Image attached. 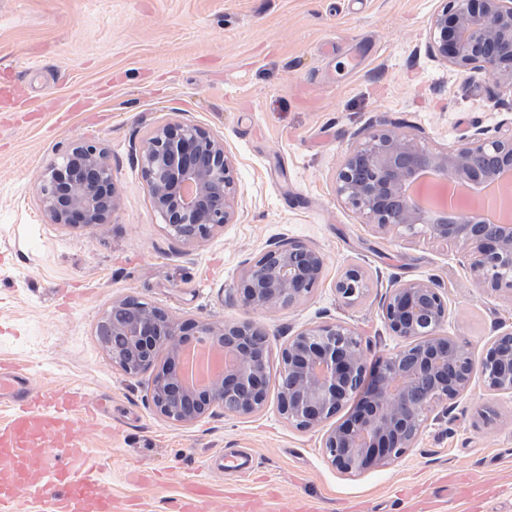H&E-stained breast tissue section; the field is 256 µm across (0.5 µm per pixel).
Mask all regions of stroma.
Listing matches in <instances>:
<instances>
[{
	"label": "stroma",
	"mask_w": 512,
	"mask_h": 512,
	"mask_svg": "<svg viewBox=\"0 0 512 512\" xmlns=\"http://www.w3.org/2000/svg\"><path fill=\"white\" fill-rule=\"evenodd\" d=\"M442 0H0V85L24 99L0 108V362L23 363L36 387L69 384L97 406L83 429L109 462L103 490L174 512L180 487L215 480L203 459L241 448L256 457L244 481L268 512L299 499L322 512H408L407 495L452 477L443 512H512V396L474 375L438 408L391 465L348 475L322 433L288 423L270 376L264 409L245 418L215 407L189 425L161 417L154 370L131 377L97 336L114 300L139 298L174 318L256 321L271 353L306 325L340 320L369 359L400 350L383 317L397 281L431 279L448 301L443 330L475 353L512 328V296L473 287L453 246L377 230L336 192L346 156L391 122L431 150L478 129L512 130V93L482 71L460 74L427 51ZM185 121L223 139L235 168L234 223L189 247L167 234L138 165L159 125ZM78 141L108 154L119 208L110 224L47 223L35 186ZM300 242L326 258L304 302L260 313L240 299L245 266ZM373 280L350 305L336 292L349 266ZM81 300L64 306L58 291ZM111 436L96 432L98 420Z\"/></svg>",
	"instance_id": "1"
}]
</instances>
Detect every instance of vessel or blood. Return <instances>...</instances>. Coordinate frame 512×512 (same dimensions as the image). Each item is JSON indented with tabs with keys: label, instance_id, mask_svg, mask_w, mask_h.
<instances>
[{
	"label": "vessel or blood",
	"instance_id": "b4317fda",
	"mask_svg": "<svg viewBox=\"0 0 512 512\" xmlns=\"http://www.w3.org/2000/svg\"><path fill=\"white\" fill-rule=\"evenodd\" d=\"M0 512H128L103 491L106 462L88 461L82 391L29 383L26 366L0 363Z\"/></svg>",
	"mask_w": 512,
	"mask_h": 512
}]
</instances>
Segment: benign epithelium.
<instances>
[{"label": "benign epithelium", "mask_w": 512, "mask_h": 512, "mask_svg": "<svg viewBox=\"0 0 512 512\" xmlns=\"http://www.w3.org/2000/svg\"><path fill=\"white\" fill-rule=\"evenodd\" d=\"M428 51L458 73L484 70L512 91V0H446L431 20ZM139 166L153 208L174 239L199 244L232 223L234 168L224 141L206 128L188 122L157 127L140 149ZM500 166L512 169V132L490 136L479 129L456 147L433 152L386 128L348 154L336 190L376 229L449 244L469 261L476 287L512 295V187L493 194L499 224L476 222L473 207L443 208L435 195L423 209L410 193L425 174L436 186L465 183L480 191ZM35 191L49 223L72 228L109 224L118 206L105 152L84 142L51 164ZM324 265L323 253L302 243L274 246L243 270L241 301L260 312L297 305L316 288ZM369 288L360 267L346 269L336 283L349 304ZM112 310L120 312L112 317V335L128 340L112 350V362L125 374L153 367L157 353L167 351L150 389L163 418L189 425L215 405L235 417L264 408L271 361L269 346L253 341L264 333L258 323L179 321L134 298L114 301ZM383 315L406 345L373 364L356 331L340 321L303 327L278 356L280 413L300 430H323L325 458L351 475L399 458L433 410L469 389L475 372L490 390L512 394V328L476 359L467 343L442 331L448 304L430 279L394 284ZM350 403L349 418L329 424Z\"/></svg>", "instance_id": "1"}]
</instances>
